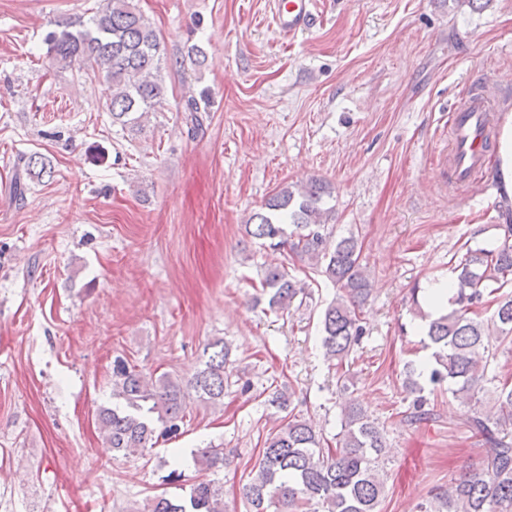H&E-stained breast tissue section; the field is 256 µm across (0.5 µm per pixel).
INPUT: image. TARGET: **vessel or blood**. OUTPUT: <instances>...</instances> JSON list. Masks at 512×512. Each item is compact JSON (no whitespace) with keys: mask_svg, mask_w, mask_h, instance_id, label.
<instances>
[{"mask_svg":"<svg viewBox=\"0 0 512 512\" xmlns=\"http://www.w3.org/2000/svg\"><path fill=\"white\" fill-rule=\"evenodd\" d=\"M316 0H275L273 19L278 30L292 37L309 29L315 18ZM497 127V106L484 92L465 87L448 114V164L456 186L487 184Z\"/></svg>","mask_w":512,"mask_h":512,"instance_id":"1","label":"vessel or blood"}]
</instances>
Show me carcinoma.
<instances>
[{
  "instance_id": "1",
  "label": "carcinoma",
  "mask_w": 512,
  "mask_h": 512,
  "mask_svg": "<svg viewBox=\"0 0 512 512\" xmlns=\"http://www.w3.org/2000/svg\"><path fill=\"white\" fill-rule=\"evenodd\" d=\"M60 27L46 34V55L54 65L103 78L112 123L132 129L161 103L165 88L160 38L132 0H100L87 20ZM24 167L32 179L53 174L50 163L36 154L25 159ZM331 193L330 185L317 179L288 185L250 216L245 233L273 250L289 247L337 288L322 315L321 348L324 358L336 366V385L345 391L343 363L365 335L360 313L372 283L362 264L358 237L352 233L336 239L329 229L332 209L326 198ZM501 208L505 222L496 225L503 232L499 244L469 247L455 262V293L448 313L429 319L418 299L420 289L411 292L415 316L428 320L426 348L432 353L426 370L413 361L404 364L403 385L414 395L408 422L431 418L426 393H434L444 382L454 397L469 402L483 382L493 383L495 394L493 406L475 410L464 423L481 446V469L460 475L446 489H436L418 505V512H512V440L507 434L512 429V382L487 377L489 338L512 343V292H503L512 285V207L505 199ZM261 287L268 306L282 312L308 295L305 283L278 264L265 268ZM490 308L491 316L481 318ZM211 348L204 367L185 384L166 374L151 382L127 361H113L116 403L98 414L113 451L125 454L177 437L193 398L212 405L223 402L231 347L217 341ZM385 448L384 429L352 400L342 410L334 448L326 446L312 422L290 413L288 421L265 439L242 488L248 512H381L387 498ZM194 456L205 471L216 472L226 461L222 448H200ZM143 512H226L224 486L217 479H202L179 497L148 500Z\"/></svg>"
}]
</instances>
